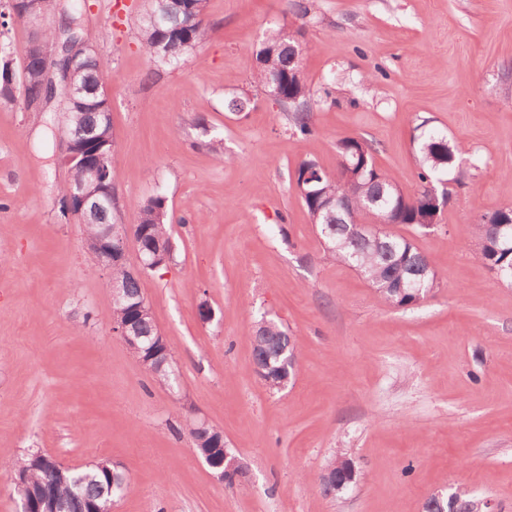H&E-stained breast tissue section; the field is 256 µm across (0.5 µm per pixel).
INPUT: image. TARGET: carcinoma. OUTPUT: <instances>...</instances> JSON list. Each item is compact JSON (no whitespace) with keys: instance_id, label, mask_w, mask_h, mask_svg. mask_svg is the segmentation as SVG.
I'll list each match as a JSON object with an SVG mask.
<instances>
[{"instance_id":"obj_1","label":"carcinoma","mask_w":512,"mask_h":512,"mask_svg":"<svg viewBox=\"0 0 512 512\" xmlns=\"http://www.w3.org/2000/svg\"><path fill=\"white\" fill-rule=\"evenodd\" d=\"M207 0H163L161 12L165 18L157 21L145 13L134 20L139 30L141 48L156 65H175L200 47L208 36L203 23ZM39 10L56 12L62 19L61 28L68 35L89 46L93 36L81 23V14L62 0H40ZM300 31L273 29L269 31L251 64V78L259 88H267L268 80L275 81L271 98L286 113L292 134L307 138L315 133V106L331 97L329 89L316 94L308 84L303 66L289 60L291 45L297 42ZM10 62L0 54V97L14 102L17 85L8 78ZM108 61L91 50L73 70L72 80L83 87V102L66 99L63 111L79 113V124L87 141L77 145L79 152L90 155L102 169H112L110 140L111 124L104 121V101L96 92ZM44 84L38 61L30 59L24 68L22 87L27 94L38 97ZM43 96V95H41ZM55 95L43 96L48 107ZM419 135L413 138L419 159L418 183L406 194L391 175L377 166V149L373 142L345 137L336 144L338 163L336 175L320 171L322 181L316 192L306 193L302 180L308 170L318 168L314 160L302 161L295 171L300 198L311 222L318 228L328 257L345 263L358 271L373 289L377 298L397 307L408 306L414 299L422 300L439 285V277L430 260L407 237L389 231L375 238L360 234L359 224L371 223V217L381 226L402 224L412 228H428L440 218L447 203L464 185V174L456 165L461 148L448 136L427 128V122L417 126ZM116 217L110 209L98 210L83 217L85 238L94 240L106 224ZM166 197L156 195L141 202L136 209L134 225L145 233L144 246L166 244L171 240V224ZM477 239L480 260L504 281H512V206H503L481 214L472 224ZM112 279L123 286L125 299L113 304V319L129 321L145 342L134 353L142 367L161 381H173V352L159 353L150 341L157 327L152 317L140 316L135 307L143 299L140 281L128 274L123 265L112 267ZM253 355L271 366L266 385L277 389L282 381L294 374L298 342L271 319L259 321L251 337ZM354 465L346 453L338 452L317 475L322 481L326 473L339 475ZM13 473L26 485L32 500H39L44 491L58 502L60 512H88L90 501L100 502L112 496V473L89 468L74 476L56 478L52 464L33 452L12 465ZM473 503L469 492L459 488L440 498L432 495L424 512H471Z\"/></svg>"}]
</instances>
